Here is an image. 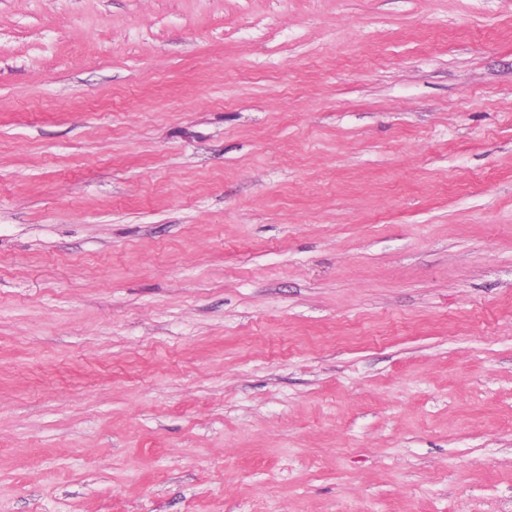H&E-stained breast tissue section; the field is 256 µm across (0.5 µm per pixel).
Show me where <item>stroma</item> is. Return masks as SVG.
I'll return each mask as SVG.
<instances>
[{
	"mask_svg": "<svg viewBox=\"0 0 512 512\" xmlns=\"http://www.w3.org/2000/svg\"><path fill=\"white\" fill-rule=\"evenodd\" d=\"M0 512H512V0H0Z\"/></svg>",
	"mask_w": 512,
	"mask_h": 512,
	"instance_id": "1",
	"label": "stroma"
}]
</instances>
